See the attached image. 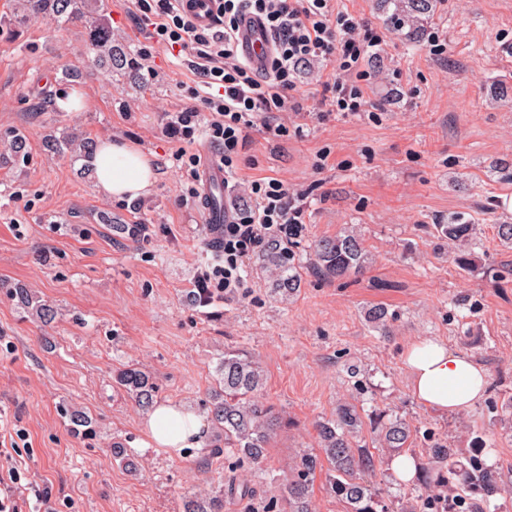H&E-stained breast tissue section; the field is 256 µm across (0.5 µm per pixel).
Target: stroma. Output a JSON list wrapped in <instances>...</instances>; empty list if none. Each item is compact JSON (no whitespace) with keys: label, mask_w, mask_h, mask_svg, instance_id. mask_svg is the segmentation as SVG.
<instances>
[{"label":"stroma","mask_w":512,"mask_h":512,"mask_svg":"<svg viewBox=\"0 0 512 512\" xmlns=\"http://www.w3.org/2000/svg\"><path fill=\"white\" fill-rule=\"evenodd\" d=\"M114 39L132 51L151 47L146 80L88 73L75 87L81 108L34 105L57 93L63 68L86 67L84 23L58 27L41 18L12 26L17 0H0V142L13 130L29 138L26 164L0 162V431L20 426V461L57 499L61 512H181L183 496L219 488L228 472L252 487L269 512H282L280 487L294 458L317 451L314 423L356 402L372 438L375 416L414 427L408 452L425 464L442 442L461 463L491 461L509 493L474 495L479 512H512V248L496 224L512 222V181L490 171L512 159V103L489 99L495 81L512 84V0H438L428 33L446 45L409 44L387 26L377 0H338L340 9L383 34L367 61L370 90L363 112L322 113L318 67L304 70L294 91L304 110L288 135L250 131L229 175L234 207L241 183L267 177L306 190L307 224L294 247L308 266L314 241L354 227L369 251L364 274L328 281L305 275L288 302L271 297L269 280L250 258L231 297L200 305L202 269L217 262L193 183L176 170L179 143L168 113L205 110L191 97L197 78L172 52L150 45L134 0H105ZM69 128L98 140L118 136L151 155L152 193L137 203L101 196L69 157H49L50 131ZM476 228L470 270L453 260L437 227L453 218ZM124 224H146L131 239ZM24 285L55 313L44 324L8 294ZM385 307L390 334L373 328L366 309ZM433 339L470 354L487 370L485 396L448 414L412 397L402 360L407 345ZM228 348L252 352L266 377L262 398L286 419L261 466L205 468L198 448L170 456L143 427L145 409L112 386V375L135 363L151 373L162 403L204 412ZM96 422L97 435H73L68 411ZM122 441L138 462L129 473L112 459ZM390 454L363 476L391 512L424 505V488L396 479Z\"/></svg>","instance_id":"1"}]
</instances>
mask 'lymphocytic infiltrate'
Returning a JSON list of instances; mask_svg holds the SVG:
<instances>
[{"mask_svg":"<svg viewBox=\"0 0 512 512\" xmlns=\"http://www.w3.org/2000/svg\"><path fill=\"white\" fill-rule=\"evenodd\" d=\"M138 18L152 42L179 50L198 79L193 95L203 96L206 112L187 107L167 116L166 131L182 146L173 155L180 168L196 169L199 157L189 152L197 132H205L222 152L225 167H233L239 146L260 125L275 137L288 134L280 113L299 112L292 97L300 68L315 62L328 64L321 83L333 111L361 112L368 72L363 67L369 49L383 37L336 0H220L211 26H197L178 6V0H136ZM251 13L265 23L273 42L267 73L257 74L235 50L234 35L241 15ZM250 205L225 225L217 247L223 263L200 272L199 286L211 297H228L241 286L240 268L267 237H300L305 226L302 193L289 190L276 178L252 181L247 187ZM8 463L0 471V512H58L49 486L27 480L9 448H0Z\"/></svg>","mask_w":512,"mask_h":512,"instance_id":"lymphocytic-infiltrate-1","label":"lymphocytic infiltrate"}]
</instances>
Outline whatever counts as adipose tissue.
<instances>
[{
    "instance_id": "ef3b65f1",
    "label": "adipose tissue",
    "mask_w": 512,
    "mask_h": 512,
    "mask_svg": "<svg viewBox=\"0 0 512 512\" xmlns=\"http://www.w3.org/2000/svg\"><path fill=\"white\" fill-rule=\"evenodd\" d=\"M91 167L99 193L118 201L148 195L157 181L150 159L117 136L98 143ZM404 365L412 396L428 408L443 412L468 409L483 398L487 388L488 374L483 365L441 341L409 344ZM144 426L154 444L171 455L199 447L207 432L201 415L169 403L153 406Z\"/></svg>"
}]
</instances>
